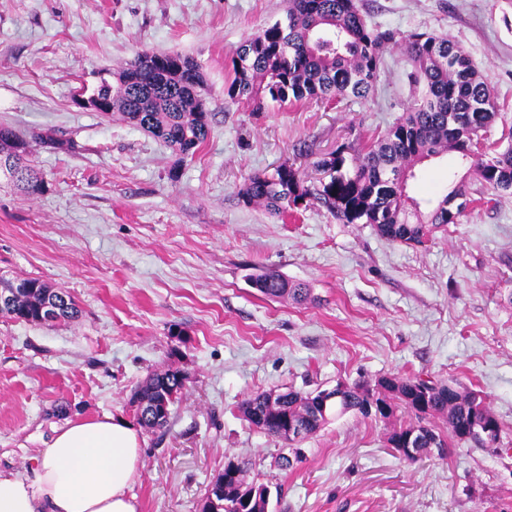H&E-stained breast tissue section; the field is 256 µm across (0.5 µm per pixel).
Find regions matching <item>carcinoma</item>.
I'll return each mask as SVG.
<instances>
[{
    "label": "carcinoma",
    "mask_w": 512,
    "mask_h": 512,
    "mask_svg": "<svg viewBox=\"0 0 512 512\" xmlns=\"http://www.w3.org/2000/svg\"><path fill=\"white\" fill-rule=\"evenodd\" d=\"M394 42L391 32L368 27L360 0H289L286 20H277L248 37L232 59L233 77L224 96L234 102L268 99L280 105L311 100L366 98ZM412 67V81L423 88L405 116L373 144L356 149L340 146L315 162L328 178L305 184L298 170L279 166L251 176L239 190L246 205L258 204L279 215L298 203L320 205L345 224H372L384 238L422 244L441 227L455 224L461 214L457 199L467 197L466 186L454 185L429 213L407 195V181L419 163L453 152L469 165L477 182L502 194H512V146L488 158L474 142L487 132L498 115L493 90L464 50L445 35L414 33L404 44ZM199 66L180 53L141 51L93 89L108 101L107 113L165 143L180 157L188 156L209 135ZM28 143L12 129L0 127V161L11 162L9 178L30 195L44 191L45 182L28 163ZM258 290L270 299L300 298L307 289L275 274L255 277ZM0 289L13 295L0 317L40 323L46 299L60 302L59 320H73L80 310L64 290L37 278H0ZM185 389V378L169 366L149 375L131 394L139 423L150 430L167 426L171 408ZM341 413L388 419L398 407L412 420L389 433L392 448L416 432L422 451L406 461L414 463L437 449L442 456L447 439L475 448L501 447L502 428L485 401L455 384L426 385L417 378L382 377L370 386L353 383L340 401ZM240 412L250 426L290 444L320 431L328 422L315 392L261 391L244 400ZM445 424L436 431L432 419ZM496 426L490 438L473 433L478 420ZM303 427L301 437L288 434V422ZM269 486L246 479L245 463L228 461L224 473L210 484L202 512H267Z\"/></svg>",
    "instance_id": "carcinoma-1"
}]
</instances>
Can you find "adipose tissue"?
Masks as SVG:
<instances>
[{"label":"adipose tissue","mask_w":512,"mask_h":512,"mask_svg":"<svg viewBox=\"0 0 512 512\" xmlns=\"http://www.w3.org/2000/svg\"><path fill=\"white\" fill-rule=\"evenodd\" d=\"M141 443L120 418L69 421L40 449L30 474L0 472V512H137L129 490Z\"/></svg>","instance_id":"obj_1"}]
</instances>
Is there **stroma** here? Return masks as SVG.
<instances>
[{"label": "stroma", "mask_w": 512, "mask_h": 512, "mask_svg": "<svg viewBox=\"0 0 512 512\" xmlns=\"http://www.w3.org/2000/svg\"><path fill=\"white\" fill-rule=\"evenodd\" d=\"M288 0H0V125L26 139L45 181L29 196L0 175V277L67 291L72 321L0 317V469L25 474L67 417L129 422L151 373L186 378L165 429L142 431L138 512H202L227 460L269 485L268 512H512V195L467 177L450 153L416 167L422 211L451 184L470 202L424 245L319 206L274 215L239 201L254 174L285 161L306 181L345 143L368 144L421 95L402 40L459 44L494 91L488 143L512 130V0H362L369 27L397 45L368 98L336 106L229 102L235 49L284 19ZM178 52L201 67L210 135L180 160L116 115L81 106L137 52ZM71 142V150L52 139ZM276 272L307 300H271L249 279ZM451 381L480 391L503 448L450 444L408 463L387 446L407 421L330 417L300 446L257 432L239 407L257 391L310 392L380 377ZM302 451L287 469L278 454Z\"/></svg>", "instance_id": "35a3bbf8"}]
</instances>
